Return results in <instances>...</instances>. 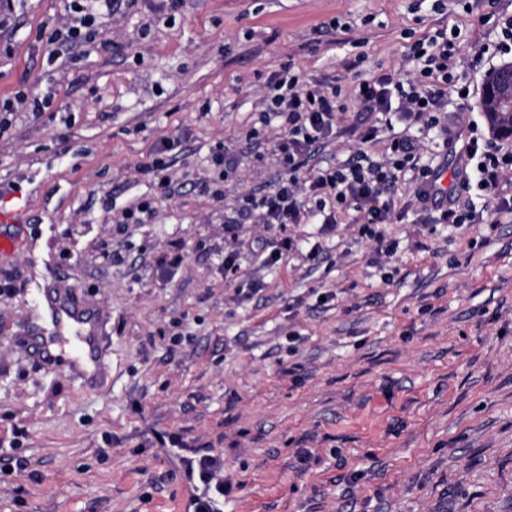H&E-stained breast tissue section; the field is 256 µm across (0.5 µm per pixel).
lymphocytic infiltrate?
Listing matches in <instances>:
<instances>
[{
    "mask_svg": "<svg viewBox=\"0 0 512 512\" xmlns=\"http://www.w3.org/2000/svg\"><path fill=\"white\" fill-rule=\"evenodd\" d=\"M84 0H69L72 14L64 29L54 30L50 41H78L92 38L105 26V17L85 8ZM461 35L447 28L415 42L407 55L405 78L382 73L359 85L354 98L360 111L377 115L374 124L357 123L353 130L360 143L376 141L381 127L393 118L421 123L426 129L438 125L437 114L452 95L469 92L470 86L455 72V55ZM273 93L264 112L265 120L277 121L280 137L267 142L281 177L267 190L242 197L234 221L238 224H337L340 214L358 213L364 233L375 241L377 251L387 253L379 227L391 223L394 207L386 194L402 175H411L419 203H427L435 182L433 167L421 164L420 140L406 132L393 134L382 160H370L358 153L355 160L325 168L309 167L315 144L335 139L339 112L335 86L302 80L299 74L274 73L269 80ZM460 154L470 173L464 183L477 193L495 190L505 171L512 170V150H506L470 129ZM192 484L188 512H222L221 503L229 487L224 482V461L219 456L186 449L179 458Z\"/></svg>",
    "mask_w": 512,
    "mask_h": 512,
    "instance_id": "1",
    "label": "lymphocytic infiltrate"
}]
</instances>
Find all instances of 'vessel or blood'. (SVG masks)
Listing matches in <instances>:
<instances>
[{"instance_id": "1", "label": "vessel or blood", "mask_w": 512, "mask_h": 512, "mask_svg": "<svg viewBox=\"0 0 512 512\" xmlns=\"http://www.w3.org/2000/svg\"><path fill=\"white\" fill-rule=\"evenodd\" d=\"M45 328L35 345L41 364L68 369L95 387L103 363L102 334L93 314L77 305L69 290L46 293L40 308Z\"/></svg>"}]
</instances>
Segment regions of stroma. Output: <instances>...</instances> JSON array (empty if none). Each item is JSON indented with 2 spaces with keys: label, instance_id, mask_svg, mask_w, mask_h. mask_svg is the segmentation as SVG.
<instances>
[{
  "label": "stroma",
  "instance_id": "1",
  "mask_svg": "<svg viewBox=\"0 0 512 512\" xmlns=\"http://www.w3.org/2000/svg\"><path fill=\"white\" fill-rule=\"evenodd\" d=\"M65 3L0 0V99H51L0 135V210L17 218L0 233L21 241L0 253L12 284L0 297V512H187L182 447L223 458L224 512H512V218L493 210L512 180L485 198L482 223L452 226L422 223L412 180L399 179L382 227L390 256L352 210L330 230L232 221L239 195L280 176L246 134L283 66L336 85L347 108L313 164L361 150L378 161L385 140L363 146L350 129L354 89L403 76L415 41L456 25L471 99L440 124L486 128L482 85L502 60L476 57L490 39L484 6L97 0L108 19L96 40L48 45ZM164 137L176 143L167 199L142 168ZM423 142L448 196L466 198L443 136ZM219 151L235 170L217 200L205 187ZM144 202L143 223H120ZM236 235L294 247L270 267L241 256L229 282ZM45 287L98 309L100 389L33 355ZM158 432L175 445L158 447Z\"/></svg>",
  "mask_w": 512,
  "mask_h": 512
}]
</instances>
